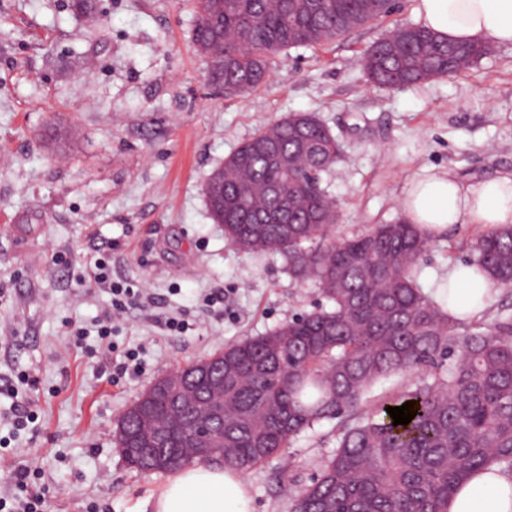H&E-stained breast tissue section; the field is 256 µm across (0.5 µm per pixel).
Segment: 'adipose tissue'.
Here are the masks:
<instances>
[{
	"label": "adipose tissue",
	"instance_id": "adipose-tissue-1",
	"mask_svg": "<svg viewBox=\"0 0 512 512\" xmlns=\"http://www.w3.org/2000/svg\"><path fill=\"white\" fill-rule=\"evenodd\" d=\"M420 23L452 42L512 44V0H416ZM400 206L412 223L434 234L457 224H512V173L460 182L448 172L412 180ZM485 275L458 264L448 273L446 309L470 320L488 305ZM154 512H251L248 486L233 467L198 464L173 474ZM448 512H512V475L490 465L470 474L448 501Z\"/></svg>",
	"mask_w": 512,
	"mask_h": 512
}]
</instances>
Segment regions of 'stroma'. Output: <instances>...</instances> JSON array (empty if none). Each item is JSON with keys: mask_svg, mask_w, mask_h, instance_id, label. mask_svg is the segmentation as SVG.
Masks as SVG:
<instances>
[{"mask_svg": "<svg viewBox=\"0 0 512 512\" xmlns=\"http://www.w3.org/2000/svg\"><path fill=\"white\" fill-rule=\"evenodd\" d=\"M95 21L72 0H0V407L7 383L34 430L0 422V492L19 466L40 467L51 512H153L163 473L131 471L114 445L125 410L156 379L264 334L321 299L278 255L228 247L202 187L244 140L291 112H313L343 153L322 186L341 208L337 234L402 217L414 179L443 170L465 182L512 172V45L451 76L387 91L363 53L394 27L417 23L415 0L318 48L278 57L256 91L213 85L193 45V0H97ZM487 229L450 228L418 262L416 279L444 304L448 270L472 260ZM112 276L162 298L193 330L167 333L126 311L101 355L112 309L90 280L98 253ZM223 290V308L202 298ZM135 350L140 372H118ZM350 416L321 421L245 471L254 512H293L296 492L336 448Z\"/></svg>", "mask_w": 512, "mask_h": 512, "instance_id": "stroma-1", "label": "stroma"}]
</instances>
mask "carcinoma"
Masks as SVG:
<instances>
[{
    "label": "carcinoma",
    "instance_id": "carcinoma-1",
    "mask_svg": "<svg viewBox=\"0 0 512 512\" xmlns=\"http://www.w3.org/2000/svg\"><path fill=\"white\" fill-rule=\"evenodd\" d=\"M395 7V0H196L194 44L224 55L211 65L214 84L248 93L280 54L333 42ZM492 52L410 24L371 45L363 64L376 86L408 87ZM340 153V140L315 113L292 112L211 172L203 195L226 243L281 255L288 274L311 283L327 305L158 378L121 418L125 433L115 444L129 468L177 470L151 461L159 422L176 414L164 435L175 446L193 442L201 414L222 397L224 414L208 426L224 443V465L241 471L322 420L353 415L298 492L294 512H448V496L470 472L490 464L512 471V316L458 332L413 274L434 240L407 220L336 239L340 208L321 183ZM473 253L470 264L490 287L512 288L511 224L479 237ZM425 367L431 380L365 404L377 381ZM407 401L415 417L393 425L387 408Z\"/></svg>",
    "mask_w": 512,
    "mask_h": 512
}]
</instances>
